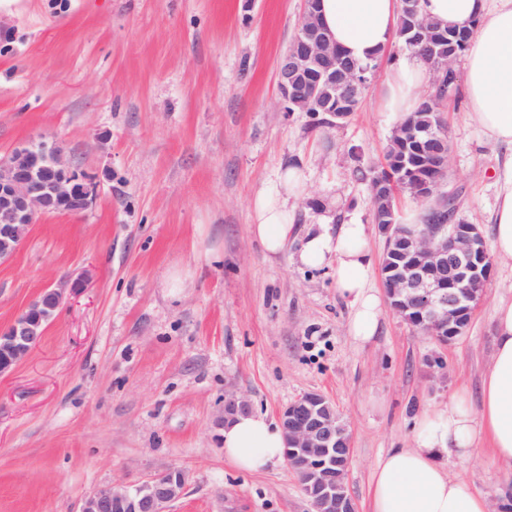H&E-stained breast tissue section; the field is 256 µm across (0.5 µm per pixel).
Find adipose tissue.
Here are the masks:
<instances>
[{
  "instance_id": "1",
  "label": "adipose tissue",
  "mask_w": 512,
  "mask_h": 512,
  "mask_svg": "<svg viewBox=\"0 0 512 512\" xmlns=\"http://www.w3.org/2000/svg\"><path fill=\"white\" fill-rule=\"evenodd\" d=\"M421 8L444 27L473 25L464 52L467 110L488 140L512 148V0H421ZM320 15L337 45L363 61L395 39L398 0H321ZM426 76L418 55H404L389 73L384 108L400 119L413 112ZM496 184L493 251L507 262L512 261V156ZM304 188L300 171L289 168L254 198L251 232L269 254L285 251L292 228L288 200ZM298 259L311 267L330 265L337 293L352 308V337L369 342L382 317V301L370 284L375 255L366 225L344 221L334 232L320 225ZM494 320L495 348L481 383L480 410L453 403L421 411L412 446L389 449L374 467L369 512H489L484 495L451 475L448 459L469 457L486 439L496 459L512 463V299L499 300ZM222 438L225 458L247 472L265 471L285 456L279 424L260 414L239 415L225 424Z\"/></svg>"
}]
</instances>
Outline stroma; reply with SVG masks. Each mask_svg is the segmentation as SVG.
<instances>
[{"label":"stroma","mask_w":512,"mask_h":512,"mask_svg":"<svg viewBox=\"0 0 512 512\" xmlns=\"http://www.w3.org/2000/svg\"><path fill=\"white\" fill-rule=\"evenodd\" d=\"M301 0H0V159L59 147L93 178L78 214L38 216L0 260V328L60 279H85L39 345L0 377V512H79L83 498L171 467L189 474L172 512H309L287 465L239 471L224 458V394L277 418L299 395L330 398L354 436L349 483L368 512L380 456L412 442L422 409L478 386L494 351L493 312L512 298L494 261L472 322L447 344L392 309L365 345L330 267L295 256L319 225L372 222L361 171L380 167L396 120L382 107L391 42L356 112L284 111L276 65ZM455 219L493 237L496 178L512 149L488 141L465 104H444ZM297 167L305 192L287 254L250 232L252 203ZM216 253L205 261L204 252ZM186 287H172L175 277ZM497 505L512 464L490 448L449 459Z\"/></svg>","instance_id":"1"}]
</instances>
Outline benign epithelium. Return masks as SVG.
Segmentation results:
<instances>
[{
	"label": "benign epithelium",
	"instance_id": "obj_1",
	"mask_svg": "<svg viewBox=\"0 0 512 512\" xmlns=\"http://www.w3.org/2000/svg\"><path fill=\"white\" fill-rule=\"evenodd\" d=\"M318 0H303L297 29L280 56L277 87L284 110L311 107L334 119L350 117L347 108L359 102L369 79H358L350 61L317 19ZM411 15L413 45L429 60H448V76L459 81L455 64L458 42L466 30L450 35L420 9V0H400ZM431 118L420 137L399 130L398 141L387 147L383 166L393 175L371 187L373 223L384 238L381 277L391 309L421 334L446 344L464 334L482 300L492 258L477 224H404L400 220L396 185L409 189L413 199L439 209L453 200L442 190L448 176L450 149L444 115ZM94 193L61 150L45 143L15 148L0 166V258L11 257L39 214L81 213ZM82 287L79 280L59 281L45 289L0 333V376L8 374L41 342L68 294ZM252 410L246 396L225 392L220 423ZM289 468L300 483L311 512H358L349 487L353 438L333 402L307 392L278 415ZM182 469L169 468L138 483H120L87 495L79 512H170L183 494Z\"/></svg>",
	"mask_w": 512,
	"mask_h": 512
}]
</instances>
